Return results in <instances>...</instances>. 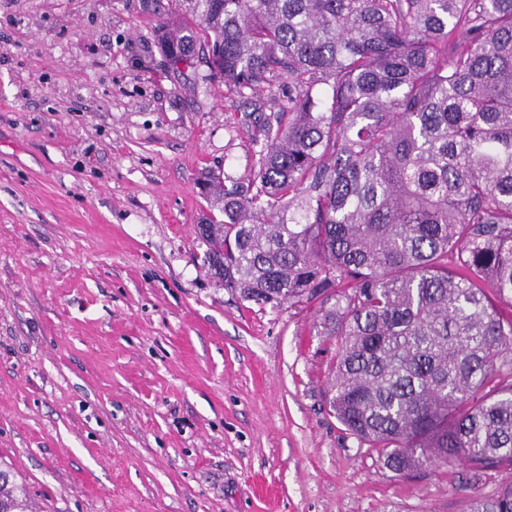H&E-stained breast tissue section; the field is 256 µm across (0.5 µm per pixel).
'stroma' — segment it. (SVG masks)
Returning <instances> with one entry per match:
<instances>
[{"instance_id": "obj_1", "label": "stroma", "mask_w": 512, "mask_h": 512, "mask_svg": "<svg viewBox=\"0 0 512 512\" xmlns=\"http://www.w3.org/2000/svg\"><path fill=\"white\" fill-rule=\"evenodd\" d=\"M171 0H0V461L41 512H468L512 471L406 475L331 414L316 306L216 284L205 170L250 155L174 79Z\"/></svg>"}]
</instances>
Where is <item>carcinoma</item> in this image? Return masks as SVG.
<instances>
[{
	"instance_id": "1",
	"label": "carcinoma",
	"mask_w": 512,
	"mask_h": 512,
	"mask_svg": "<svg viewBox=\"0 0 512 512\" xmlns=\"http://www.w3.org/2000/svg\"><path fill=\"white\" fill-rule=\"evenodd\" d=\"M174 2L169 71L253 100L250 172L200 180L212 277L319 304L330 407L390 470H512V0ZM0 512H38L1 468ZM470 512H512V481Z\"/></svg>"
}]
</instances>
